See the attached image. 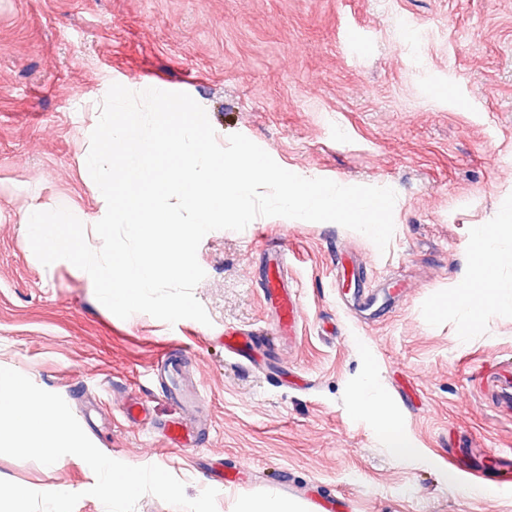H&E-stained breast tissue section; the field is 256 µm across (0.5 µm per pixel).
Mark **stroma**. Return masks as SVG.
Here are the masks:
<instances>
[{"label": "stroma", "mask_w": 512, "mask_h": 512, "mask_svg": "<svg viewBox=\"0 0 512 512\" xmlns=\"http://www.w3.org/2000/svg\"><path fill=\"white\" fill-rule=\"evenodd\" d=\"M188 93L219 144L239 132L310 178L393 188L386 251L335 223L259 217L201 241L194 295L210 325L120 319L82 270L43 265L32 205L101 214L82 166L111 84ZM512 190V0H0V367L61 395L115 460L155 464L217 512L305 493L351 512H512L495 475L512 449V310L435 313L484 223ZM282 249L301 303L292 344L259 343L257 370L224 351L228 328L273 332L261 283ZM184 346L199 389L197 446L164 445L182 418L163 352ZM373 379L416 456L393 455L355 398ZM234 473L235 485L221 475ZM0 479L81 492L77 457L0 455Z\"/></svg>", "instance_id": "obj_1"}]
</instances>
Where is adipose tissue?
Wrapping results in <instances>:
<instances>
[{"instance_id":"ef3b65f1","label":"adipose tissue","mask_w":512,"mask_h":512,"mask_svg":"<svg viewBox=\"0 0 512 512\" xmlns=\"http://www.w3.org/2000/svg\"><path fill=\"white\" fill-rule=\"evenodd\" d=\"M512 235V197L506 198L488 223L476 225L473 236L483 249L478 266L468 268L461 280L453 284L449 296L453 307L471 319H478L491 304L512 307V281L500 277L502 268L512 266V252L494 249L493 241L502 235ZM360 410L379 417V427L386 434L394 455L410 456V443L393 428L389 412L383 408L374 385H366L356 397Z\"/></svg>"}]
</instances>
